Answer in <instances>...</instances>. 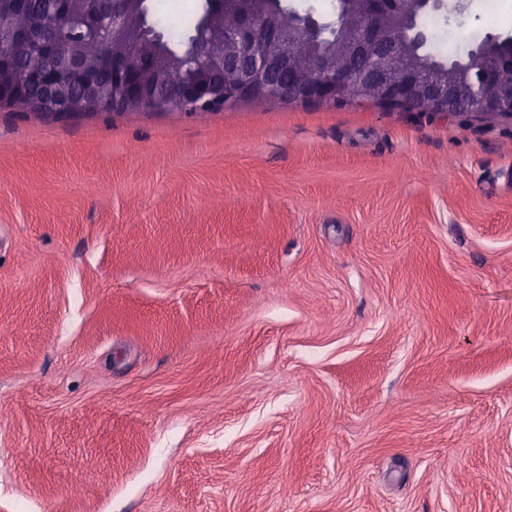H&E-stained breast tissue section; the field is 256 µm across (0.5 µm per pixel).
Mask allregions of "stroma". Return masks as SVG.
Returning a JSON list of instances; mask_svg holds the SVG:
<instances>
[{
  "mask_svg": "<svg viewBox=\"0 0 512 512\" xmlns=\"http://www.w3.org/2000/svg\"><path fill=\"white\" fill-rule=\"evenodd\" d=\"M0 512H512V119L0 111Z\"/></svg>",
  "mask_w": 512,
  "mask_h": 512,
  "instance_id": "1",
  "label": "stroma"
}]
</instances>
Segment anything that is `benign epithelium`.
Here are the masks:
<instances>
[{
	"label": "benign epithelium",
	"mask_w": 512,
	"mask_h": 512,
	"mask_svg": "<svg viewBox=\"0 0 512 512\" xmlns=\"http://www.w3.org/2000/svg\"><path fill=\"white\" fill-rule=\"evenodd\" d=\"M28 0H0V110L71 117L101 111L155 109L194 115L221 112L245 101L324 106L424 109L452 116H505L512 119V76L500 73L486 59L478 79L429 80L395 75L410 36L425 40L418 20L441 0H412L409 13H400L398 0H336V20L328 25L311 14L283 27L276 8L240 5L236 27L204 22L205 61L172 60L182 78L162 85L159 74L122 46L131 40L125 25L128 10L144 0H43L45 11L28 28L12 22ZM83 13L88 26L106 41L95 70L73 46H60L53 30L71 14ZM337 29L331 49L312 62L296 52V44L320 31ZM27 54L32 65L19 74L3 64L4 57ZM354 86L356 96L348 94Z\"/></svg>",
	"instance_id": "obj_1"
}]
</instances>
